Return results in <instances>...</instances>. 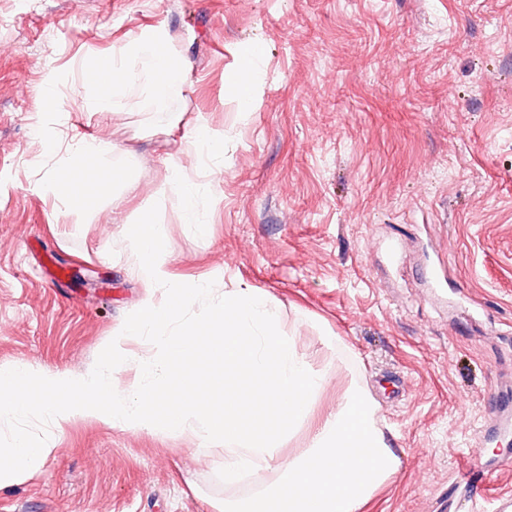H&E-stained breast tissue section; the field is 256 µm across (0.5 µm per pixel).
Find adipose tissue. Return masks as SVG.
Listing matches in <instances>:
<instances>
[{"label":"adipose tissue","mask_w":512,"mask_h":512,"mask_svg":"<svg viewBox=\"0 0 512 512\" xmlns=\"http://www.w3.org/2000/svg\"><path fill=\"white\" fill-rule=\"evenodd\" d=\"M187 70V62L163 30L142 33L132 37L121 55L98 56L83 65L81 79L88 92L85 103L98 110L110 105L117 107L135 87L144 100L160 104L173 82L184 81ZM261 76V58L254 54L246 56L239 67L228 73L227 82L234 89L243 111L251 110ZM112 151V145L103 141L80 139L68 151L63 164L46 178L44 190L66 203L71 210H85L95 198L128 182L127 167L123 164L110 165L100 175L88 170V162L99 161ZM223 151V135L215 133L202 119L185 135L177 155L170 157L167 184L175 191L185 216L194 215L205 184L187 174L182 158L204 152L216 155Z\"/></svg>","instance_id":"obj_1"}]
</instances>
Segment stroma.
<instances>
[{"label": "stroma", "instance_id": "obj_1", "mask_svg": "<svg viewBox=\"0 0 512 512\" xmlns=\"http://www.w3.org/2000/svg\"><path fill=\"white\" fill-rule=\"evenodd\" d=\"M156 27L188 82L158 108L133 92L88 109L82 64ZM256 44L244 112L225 76ZM201 118L224 153L192 161L212 180L195 225L163 186ZM72 131L131 177L80 218L43 189ZM155 203L174 278L265 293L299 351L331 361L315 414L351 385L371 395L401 465L363 512L490 506L485 458L512 449L479 438L512 424L486 402L512 391V0H0V367H94L145 294L125 227ZM223 466L196 430L79 420L0 512H219L276 477L228 485Z\"/></svg>", "mask_w": 512, "mask_h": 512}]
</instances>
